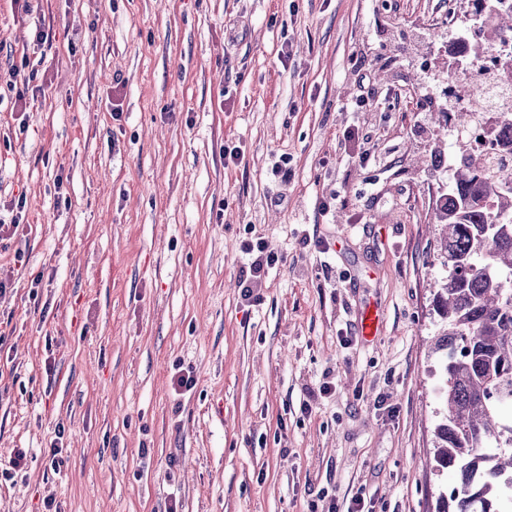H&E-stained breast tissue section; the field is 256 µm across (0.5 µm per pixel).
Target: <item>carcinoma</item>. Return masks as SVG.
I'll return each mask as SVG.
<instances>
[{
  "label": "carcinoma",
  "mask_w": 512,
  "mask_h": 512,
  "mask_svg": "<svg viewBox=\"0 0 512 512\" xmlns=\"http://www.w3.org/2000/svg\"><path fill=\"white\" fill-rule=\"evenodd\" d=\"M477 23L494 17L460 61L478 63L501 35L512 33V13L494 14L475 0ZM484 127L494 145L512 146V109ZM448 192L436 218L447 275L434 306L441 318L434 350L442 353L445 414L435 427V460L455 483L439 497L436 512H501L497 477L512 472V431L502 427L500 406L512 401V172L499 159H478L456 142Z\"/></svg>",
  "instance_id": "1"
}]
</instances>
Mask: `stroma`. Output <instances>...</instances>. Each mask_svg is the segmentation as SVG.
<instances>
[{"label": "stroma", "instance_id": "35a3bbf8", "mask_svg": "<svg viewBox=\"0 0 512 512\" xmlns=\"http://www.w3.org/2000/svg\"><path fill=\"white\" fill-rule=\"evenodd\" d=\"M472 8L41 0L37 53L34 16L0 0V71L25 51L45 70L27 105L0 101V203L27 198L0 242V463L28 456L0 477V512L49 494L61 512H346L357 495L435 512L453 482L431 353L452 141L432 115L457 75L444 12ZM249 235L283 257L252 307ZM8 207L12 213L14 212V209H16V214L12 215L9 224H6V222L0 217V241L13 236L20 224H23L25 213L24 217L22 213L25 211L26 197L24 195H19L17 199L14 198L11 201Z\"/></svg>", "mask_w": 512, "mask_h": 512}]
</instances>
